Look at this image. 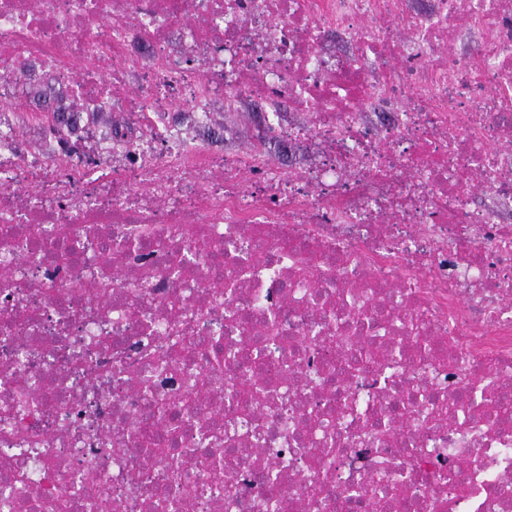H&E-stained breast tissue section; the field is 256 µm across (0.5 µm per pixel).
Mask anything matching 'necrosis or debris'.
I'll return each instance as SVG.
<instances>
[{
    "label": "necrosis or debris",
    "mask_w": 512,
    "mask_h": 512,
    "mask_svg": "<svg viewBox=\"0 0 512 512\" xmlns=\"http://www.w3.org/2000/svg\"><path fill=\"white\" fill-rule=\"evenodd\" d=\"M408 3L0 0V102L32 58L134 131L72 154L0 129V412L29 391L0 421V512H512V225L462 182L512 200V0ZM462 37L484 51L449 63ZM243 94L302 112L265 135L307 141L309 167L219 159L168 122ZM370 108L398 119L374 131ZM181 328L219 340L207 388L210 352L157 345ZM370 338L402 351L390 371L362 362ZM411 395L447 417L423 431ZM154 398L170 416L148 426ZM243 420L231 491L194 466L171 481L164 457ZM24 440L45 453L16 454Z\"/></svg>",
    "instance_id": "1"
}]
</instances>
